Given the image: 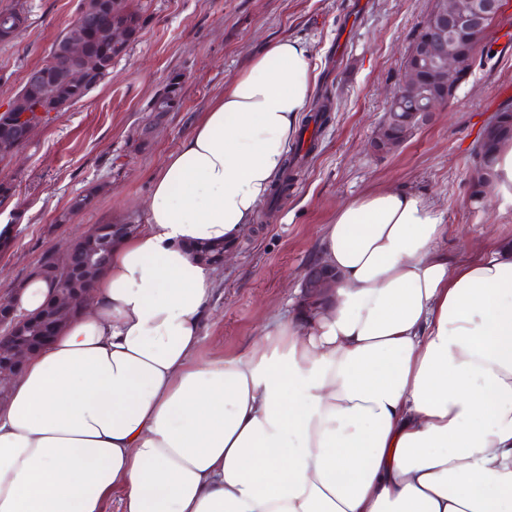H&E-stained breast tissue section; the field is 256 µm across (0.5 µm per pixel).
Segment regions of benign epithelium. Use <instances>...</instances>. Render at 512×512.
Returning <instances> with one entry per match:
<instances>
[{"mask_svg": "<svg viewBox=\"0 0 512 512\" xmlns=\"http://www.w3.org/2000/svg\"><path fill=\"white\" fill-rule=\"evenodd\" d=\"M435 4L437 7L432 18L419 29L422 37L414 47L412 66L390 95V102L411 113L412 120L422 128L433 121L437 107L448 102V92L462 82L463 63L451 35L464 26L488 30L502 8L501 0H435ZM26 24V15L21 12L12 18L1 16L0 42L13 41ZM71 27L79 31L99 28L100 13L82 6ZM60 63L71 71L84 74H96L101 70L97 57L82 53L73 44L58 54L55 64ZM64 108L63 104L44 105L31 99L26 103L15 100L11 107L0 112L5 122L0 127V155L14 157L33 131L43 125L47 113ZM107 232L110 236L92 250L84 252L74 245L69 247L58 269L60 278L72 282L83 277L92 267V259H97L99 265L106 262L110 254V240L132 232V226L114 224ZM302 283L308 296L316 299L325 296L335 286L336 279L325 269L314 265L304 271ZM91 293L89 286L75 293L58 289L54 291L53 300L30 320L17 314L11 299L0 300V328L9 327L8 332L0 335L1 402L8 397L10 379L22 373L25 357L52 337L60 318L84 308Z\"/></svg>", "mask_w": 512, "mask_h": 512, "instance_id": "1", "label": "benign epithelium"}]
</instances>
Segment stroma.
I'll return each instance as SVG.
<instances>
[{"label":"stroma","mask_w":512,"mask_h":512,"mask_svg":"<svg viewBox=\"0 0 512 512\" xmlns=\"http://www.w3.org/2000/svg\"><path fill=\"white\" fill-rule=\"evenodd\" d=\"M25 30L0 44V106L43 63L81 0H29ZM148 22L109 76L85 99L53 113L14 160L0 163L13 194L0 206V298L30 277L45 252H64L93 225L145 224L152 177L191 134L212 99L265 46L297 38L312 51V100L328 99L331 119L285 198L260 203L252 224L224 252L199 355L240 351L301 286L324 227L360 195L402 187L424 195L448 226L459 259L491 241L512 242V207L494 195L471 205L472 152L499 104L512 98V0H504L486 41L493 55L477 66L433 122L398 151L380 155L370 141L402 76L430 0H146ZM181 73L182 105L148 106L169 75ZM95 189V208L58 223L76 194Z\"/></svg>","instance_id":"35a3bbf8"}]
</instances>
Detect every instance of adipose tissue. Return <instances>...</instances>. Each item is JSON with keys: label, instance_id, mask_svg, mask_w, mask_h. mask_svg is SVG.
I'll return each mask as SVG.
<instances>
[{"label": "adipose tissue", "instance_id": "1", "mask_svg": "<svg viewBox=\"0 0 512 512\" xmlns=\"http://www.w3.org/2000/svg\"><path fill=\"white\" fill-rule=\"evenodd\" d=\"M315 77L307 45L269 43L169 155L146 224L0 405V512H512V249L452 256L419 193L339 208L327 300L199 356L201 252L251 224Z\"/></svg>", "mask_w": 512, "mask_h": 512}]
</instances>
